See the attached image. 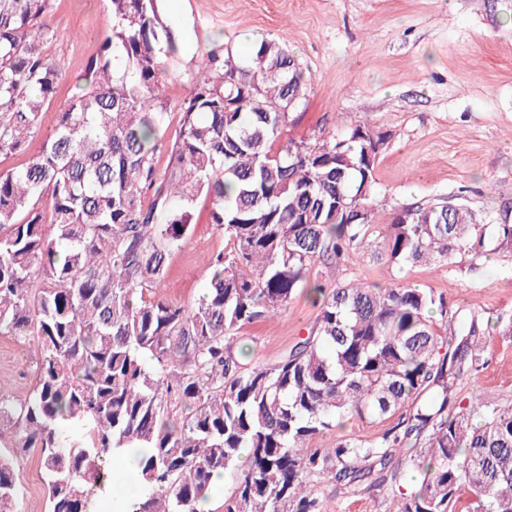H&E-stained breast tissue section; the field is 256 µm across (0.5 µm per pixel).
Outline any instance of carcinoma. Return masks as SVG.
Masks as SVG:
<instances>
[{"label": "carcinoma", "instance_id": "obj_1", "mask_svg": "<svg viewBox=\"0 0 512 512\" xmlns=\"http://www.w3.org/2000/svg\"><path fill=\"white\" fill-rule=\"evenodd\" d=\"M112 24L86 84L39 154L0 173V335L38 340L35 388L0 395V512H16L15 454L38 452L46 512H90L109 456L137 458L136 512H195L212 477L247 472L223 512H329L318 488L395 486L396 512H512V408L462 404L492 317L431 289L313 281L351 248L372 250L368 203L386 136L365 123L279 147L308 79L275 39L247 64L211 56L178 112L165 172L157 132L177 51L158 0H109ZM51 0H0V154L40 132L62 79L46 47ZM153 192L150 203L144 193ZM203 195L230 249L192 309L158 295L166 261ZM512 252V224L453 199L385 225L390 265H447L457 252ZM316 294L307 336L272 364L240 357L239 330ZM393 425L365 442L307 448L343 418Z\"/></svg>", "mask_w": 512, "mask_h": 512}]
</instances>
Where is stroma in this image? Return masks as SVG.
Instances as JSON below:
<instances>
[{"label": "stroma", "instance_id": "stroma-1", "mask_svg": "<svg viewBox=\"0 0 512 512\" xmlns=\"http://www.w3.org/2000/svg\"><path fill=\"white\" fill-rule=\"evenodd\" d=\"M176 24L179 60L168 76L166 100L178 112L208 55L247 60L264 39L284 43L312 78L309 95L289 116L284 138L308 143L360 121L384 134L371 200L381 225L411 206L453 198L499 222L512 211V0H160ZM56 37L47 53L64 77L42 115L26 155L0 158V172L40 152L60 108L84 85L88 60L110 24L108 0H53ZM188 236L167 264L161 294L191 307L206 292L209 263L227 241L210 222V202L198 197ZM325 287L393 282L430 288L448 301L490 316L512 315V253L455 255L448 265L391 266L350 250ZM318 313L298 298L275 319L244 326L249 362L270 364L307 336ZM38 343L0 336V394L25 398L36 378ZM480 370L460 395L512 407V335L490 329ZM17 512H45L44 483L35 453L19 458ZM330 512H396L390 488L333 495Z\"/></svg>", "mask_w": 512, "mask_h": 512}]
</instances>
